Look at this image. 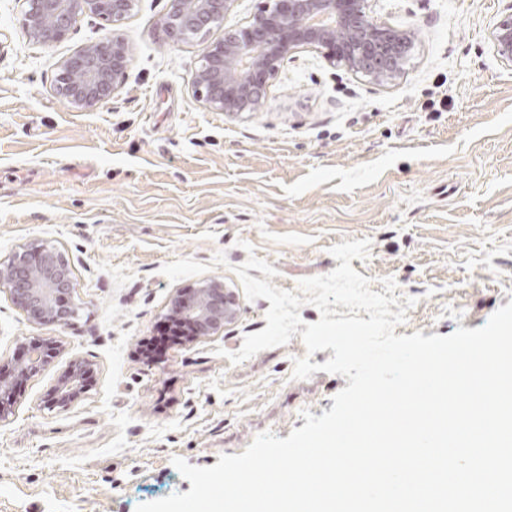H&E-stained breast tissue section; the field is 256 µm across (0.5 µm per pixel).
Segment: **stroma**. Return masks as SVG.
Here are the masks:
<instances>
[{
    "instance_id": "obj_1",
    "label": "stroma",
    "mask_w": 512,
    "mask_h": 512,
    "mask_svg": "<svg viewBox=\"0 0 512 512\" xmlns=\"http://www.w3.org/2000/svg\"><path fill=\"white\" fill-rule=\"evenodd\" d=\"M168 7L139 0L116 28L82 15L42 47L19 0H0V264L56 249L75 309L68 325L35 323L0 287V364L35 337L61 344L0 421V512H135L190 490L173 458L211 467L331 410L348 380L292 379L300 336L228 360L267 325L269 301L248 300L235 273L248 256L293 291L338 267L330 247L368 239L353 269L416 300L399 335L475 329L512 302V66L490 42L512 0H371L375 20L415 32L395 84L304 50L238 117L194 96L205 42L164 43ZM115 32L132 54L122 88L93 111L59 99L60 61ZM207 279L235 292L237 321L165 363L140 359L172 294ZM75 359L94 367L91 390L48 409Z\"/></svg>"
}]
</instances>
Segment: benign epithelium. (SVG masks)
Wrapping results in <instances>:
<instances>
[{"label":"benign epithelium","instance_id":"7a95c632","mask_svg":"<svg viewBox=\"0 0 512 512\" xmlns=\"http://www.w3.org/2000/svg\"><path fill=\"white\" fill-rule=\"evenodd\" d=\"M237 0H169L158 28L167 43L205 37L223 24ZM22 26L27 38L42 46L63 42L80 15L112 24L126 20L137 0H22ZM369 0H264V6L239 33L208 44L190 83L195 96L209 109L227 116L257 111L269 80L296 53L309 49L352 74L377 84L401 77L414 47L409 28L385 25L368 14ZM493 51L512 64V15L491 32ZM131 62L128 44L119 36L91 42L59 64L55 93L71 106L93 111L120 88ZM37 323L63 325L74 315L62 304L72 285L63 257L41 247L19 252L0 268V286ZM170 311L195 327L193 340L215 336L235 321L234 292L216 281L176 291ZM46 364L39 344L29 359L8 368L0 366V420L12 413L14 380L29 378ZM92 370L81 360L71 362L52 391L49 404L65 409L89 389L85 378Z\"/></svg>","mask_w":512,"mask_h":512}]
</instances>
